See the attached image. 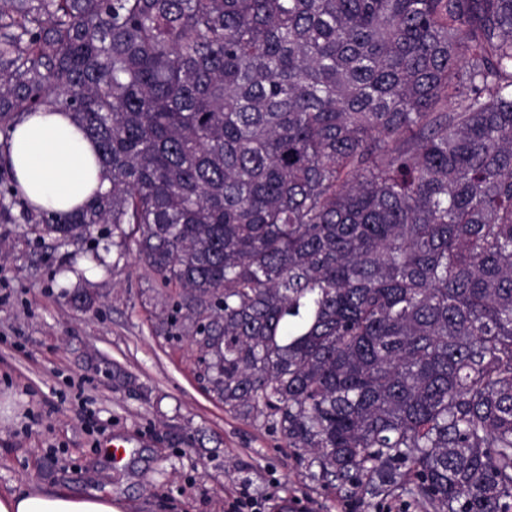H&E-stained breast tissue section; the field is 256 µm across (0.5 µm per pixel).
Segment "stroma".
Returning a JSON list of instances; mask_svg holds the SVG:
<instances>
[{
    "mask_svg": "<svg viewBox=\"0 0 512 512\" xmlns=\"http://www.w3.org/2000/svg\"><path fill=\"white\" fill-rule=\"evenodd\" d=\"M20 205L0 215V491L111 493L123 512H434L323 476L271 424L229 409L191 337L169 338L170 299L132 243L95 225L40 234ZM94 296L91 308L70 303ZM126 441L114 460L113 438Z\"/></svg>",
    "mask_w": 512,
    "mask_h": 512,
    "instance_id": "obj_1",
    "label": "stroma"
}]
</instances>
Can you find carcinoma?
<instances>
[{"instance_id":"cac0c4a2","label":"carcinoma","mask_w":512,"mask_h":512,"mask_svg":"<svg viewBox=\"0 0 512 512\" xmlns=\"http://www.w3.org/2000/svg\"><path fill=\"white\" fill-rule=\"evenodd\" d=\"M224 405L326 477L512 512V0H0ZM131 224L126 232L122 225Z\"/></svg>"}]
</instances>
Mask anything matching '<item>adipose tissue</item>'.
I'll list each match as a JSON object with an SVG mask.
<instances>
[{
    "label": "adipose tissue",
    "instance_id": "obj_1",
    "mask_svg": "<svg viewBox=\"0 0 512 512\" xmlns=\"http://www.w3.org/2000/svg\"><path fill=\"white\" fill-rule=\"evenodd\" d=\"M26 202L57 221H65L96 195L108 191L111 178L96 143L71 113L49 107L20 113L10 140L0 150ZM0 512H122L110 497L76 494L62 487L42 491L0 492Z\"/></svg>",
    "mask_w": 512,
    "mask_h": 512
}]
</instances>
